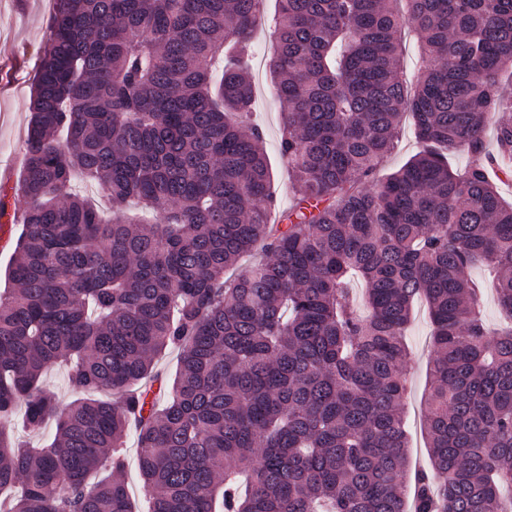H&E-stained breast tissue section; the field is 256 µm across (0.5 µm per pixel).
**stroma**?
Here are the masks:
<instances>
[{
    "label": "stroma",
    "mask_w": 512,
    "mask_h": 512,
    "mask_svg": "<svg viewBox=\"0 0 512 512\" xmlns=\"http://www.w3.org/2000/svg\"><path fill=\"white\" fill-rule=\"evenodd\" d=\"M50 0H0V181L11 188L7 200L10 213L22 210L26 201L15 187L22 174L21 146L30 118L34 75L41 60L47 31ZM275 42L268 29L255 37V50L249 66L255 85L251 121L265 135L272 168L270 191L278 201L279 214H287L293 201L288 161L279 150L281 109L271 94L267 63ZM8 217L0 219V290L7 288V271L20 225ZM431 325L425 304H417L407 333L412 352L409 365L405 410L408 421V470L415 473L428 468L429 452L423 433L424 394L429 371Z\"/></svg>",
    "instance_id": "stroma-1"
}]
</instances>
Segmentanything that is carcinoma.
<instances>
[{"label":"carcinoma","instance_id":"cac0c4a2","mask_svg":"<svg viewBox=\"0 0 512 512\" xmlns=\"http://www.w3.org/2000/svg\"><path fill=\"white\" fill-rule=\"evenodd\" d=\"M398 2L278 0L268 20L264 0H54L0 292V512H134L131 428L151 512H512V326L488 329L471 277L492 268L512 317V205L492 171L512 172V0ZM264 26L297 191L286 224L268 223L248 119ZM405 26L424 62L412 92ZM406 115L419 150L376 180ZM419 298L430 470L409 500L403 337ZM63 362L83 394L66 407L41 384ZM20 403L29 429L55 422L50 442L14 440ZM135 443V431L131 429L127 436L126 448H123L126 463L124 476L135 507L140 512H146L147 503L140 487L141 478L136 464L137 448Z\"/></svg>","mask_w":512,"mask_h":512}]
</instances>
